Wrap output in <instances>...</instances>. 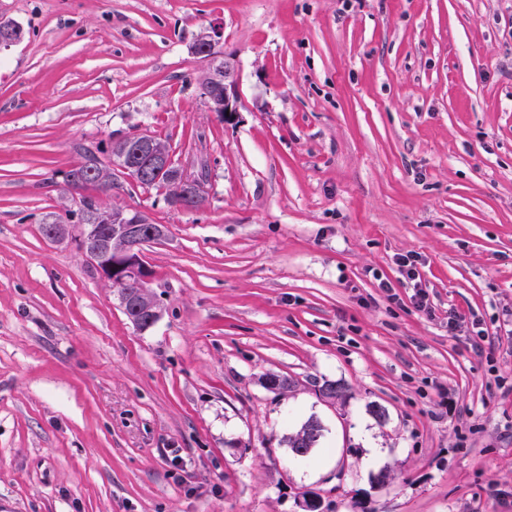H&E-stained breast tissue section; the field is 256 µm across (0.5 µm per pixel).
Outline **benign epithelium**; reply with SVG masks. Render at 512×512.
Listing matches in <instances>:
<instances>
[{"label": "benign epithelium", "instance_id": "benign-epithelium-1", "mask_svg": "<svg viewBox=\"0 0 512 512\" xmlns=\"http://www.w3.org/2000/svg\"><path fill=\"white\" fill-rule=\"evenodd\" d=\"M202 94L213 111L228 118L237 112L236 75L233 62L226 59L221 71L212 70L202 83ZM129 175L141 186L151 185L157 176L171 169L176 174L167 179V201L178 211H192L203 201V178L191 176L175 164L166 148L153 139L141 141L134 136L112 144V165L89 164L81 169L90 171L98 182L112 179V168ZM83 250L99 272L108 280H118L134 291L120 295L121 304L133 303L150 325L158 321L161 309L148 291L150 272L142 255V241L158 234L155 226L141 218H132L131 210L114 207L95 221L77 225Z\"/></svg>", "mask_w": 512, "mask_h": 512}]
</instances>
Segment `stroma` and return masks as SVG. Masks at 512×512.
I'll use <instances>...</instances> for the list:
<instances>
[{"label":"stroma","instance_id":"35a3bbf8","mask_svg":"<svg viewBox=\"0 0 512 512\" xmlns=\"http://www.w3.org/2000/svg\"><path fill=\"white\" fill-rule=\"evenodd\" d=\"M6 19L0 512H512V339L486 359L448 331L512 309V0H0ZM213 30L228 123L194 51ZM132 133L206 173L189 212L120 172L97 195L165 230L145 330L76 237L42 233L76 223L86 150ZM407 252L431 314L377 286ZM312 416L307 475L285 439ZM212 65L209 75L202 83V94L213 112L224 115V120L237 112L236 75L233 62L224 58L221 74Z\"/></svg>","mask_w":512,"mask_h":512}]
</instances>
